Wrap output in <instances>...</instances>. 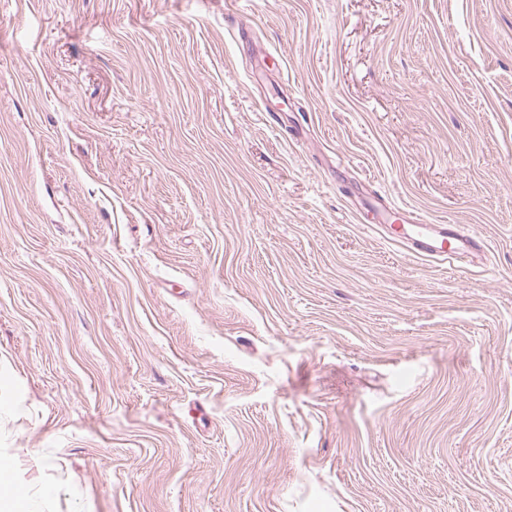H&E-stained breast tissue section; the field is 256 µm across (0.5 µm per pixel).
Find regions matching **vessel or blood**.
Listing matches in <instances>:
<instances>
[{
	"label": "vessel or blood",
	"mask_w": 512,
	"mask_h": 512,
	"mask_svg": "<svg viewBox=\"0 0 512 512\" xmlns=\"http://www.w3.org/2000/svg\"><path fill=\"white\" fill-rule=\"evenodd\" d=\"M384 232L389 241L422 258L459 261L478 253L474 238L449 231L444 224L426 223L418 215L407 216L402 224L385 225Z\"/></svg>",
	"instance_id": "1"
}]
</instances>
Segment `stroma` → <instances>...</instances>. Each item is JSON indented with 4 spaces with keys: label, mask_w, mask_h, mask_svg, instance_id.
Returning <instances> with one entry per match:
<instances>
[{
    "label": "stroma",
    "mask_w": 512,
    "mask_h": 512,
    "mask_svg": "<svg viewBox=\"0 0 512 512\" xmlns=\"http://www.w3.org/2000/svg\"><path fill=\"white\" fill-rule=\"evenodd\" d=\"M0 453L40 512H512V0H0ZM403 212L408 224H384L383 229L389 241L400 243L412 254L449 262L484 255V248L477 250L473 237L451 232L447 224H426L421 216Z\"/></svg>",
    "instance_id": "stroma-1"
}]
</instances>
